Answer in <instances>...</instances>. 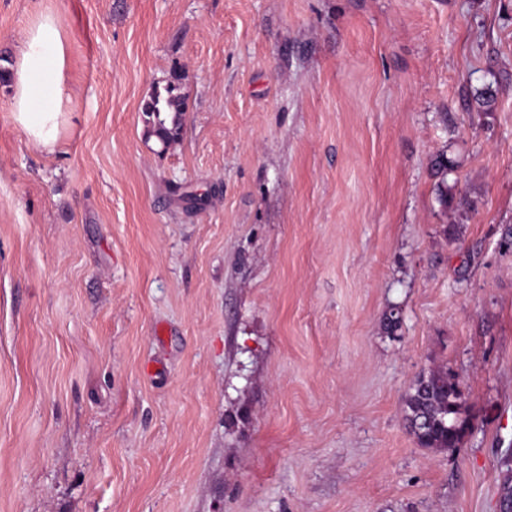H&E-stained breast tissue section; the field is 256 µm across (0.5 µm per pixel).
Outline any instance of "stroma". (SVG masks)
<instances>
[{"mask_svg": "<svg viewBox=\"0 0 512 512\" xmlns=\"http://www.w3.org/2000/svg\"><path fill=\"white\" fill-rule=\"evenodd\" d=\"M43 13L51 155L3 78ZM508 224L512 0H0V512H500ZM435 368L441 452L403 412ZM177 90L178 87L170 82L164 89V94L154 93L143 110L153 134L165 147L178 137L183 127L184 103ZM445 154L439 153L435 159L434 167L436 174L440 175V181L437 184V198L440 205L447 209L454 199V190L456 181L452 185L448 184V174L454 171V166L446 159ZM463 392L458 378L443 369L419 376L405 399V420L423 448L457 447L463 438Z\"/></svg>", "mask_w": 512, "mask_h": 512, "instance_id": "1", "label": "stroma"}]
</instances>
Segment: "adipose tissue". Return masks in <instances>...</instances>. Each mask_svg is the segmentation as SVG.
I'll list each match as a JSON object with an SVG mask.
<instances>
[{
  "label": "adipose tissue",
  "mask_w": 512,
  "mask_h": 512,
  "mask_svg": "<svg viewBox=\"0 0 512 512\" xmlns=\"http://www.w3.org/2000/svg\"><path fill=\"white\" fill-rule=\"evenodd\" d=\"M66 41L56 17L45 13L30 24L10 68L12 116L28 141L55 153L63 126Z\"/></svg>",
  "instance_id": "obj_1"
}]
</instances>
